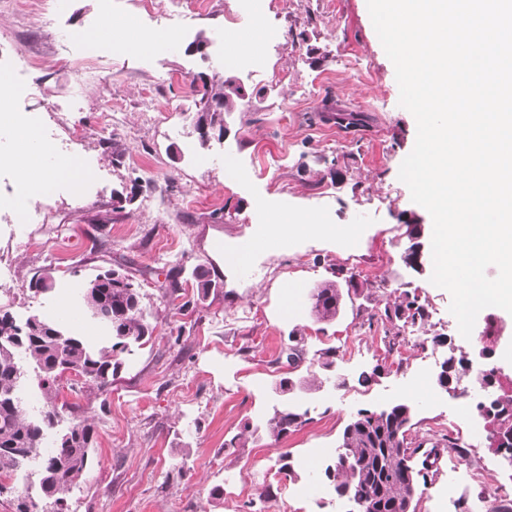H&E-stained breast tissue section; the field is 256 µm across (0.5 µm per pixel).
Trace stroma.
Here are the masks:
<instances>
[{"label":"stroma","instance_id":"stroma-1","mask_svg":"<svg viewBox=\"0 0 512 512\" xmlns=\"http://www.w3.org/2000/svg\"><path fill=\"white\" fill-rule=\"evenodd\" d=\"M49 0L17 10L0 0V53L37 55L19 109L70 147L82 175L94 179L78 199L67 177L50 200L30 206V224L0 221V307L23 316L58 315L60 296L79 311L72 330L104 339L101 326L81 314L77 300L86 282L113 269L132 277L155 327L152 338L124 360L111 385L60 383L65 422H93V462L68 501L69 512H345L323 475L306 466L336 455L342 430L361 409L406 398L416 410L412 443L450 436L461 447L445 449L439 469L421 489L416 512H440L452 470L485 466V484L462 485L460 496L494 500L512 493V466L489 446L492 424L476 409L458 414V398L438 396L434 377L450 351L467 353L474 371L497 367L494 393L512 396V314L482 310L474 326L479 342L460 340L449 311V293L430 281L432 258L422 272L404 263L406 224L431 226L399 180L417 126L399 104L395 69L376 35L367 0H290L280 11L258 0L255 12L239 0H209V8L171 45L144 47L138 36L164 26L173 0H67L50 13ZM122 20L132 47L104 37L93 73L71 65L78 32L93 33L101 12ZM261 27L253 65L223 59L225 39ZM211 40L201 59L186 47L197 33ZM359 59L362 71L342 64ZM214 70L237 76L251 100L229 118L231 134L201 147L194 127V76ZM78 96L76 112L53 103ZM118 120L102 131L101 114ZM355 113L353 127L337 114ZM309 216L319 224L355 227L351 236L290 239L286 250L255 251L249 272L225 259L240 239L260 237L276 219ZM53 233L40 250L27 241ZM181 267V289L167 290V273ZM53 268L52 294L31 291V281ZM212 281L208 293L198 278ZM332 280L342 293L332 321L317 318L311 291ZM409 291L426 299L429 318L406 337L382 319L385 307ZM304 338L305 359L296 369L278 362L292 330ZM443 343H434V336ZM335 347V386L318 364L317 350ZM491 349L483 360L479 350ZM379 369L361 384L363 371ZM300 380L306 422L280 440L263 422L281 378ZM285 452L298 473H278ZM223 497L212 498L214 486ZM269 486L271 498L258 495Z\"/></svg>","mask_w":512,"mask_h":512}]
</instances>
